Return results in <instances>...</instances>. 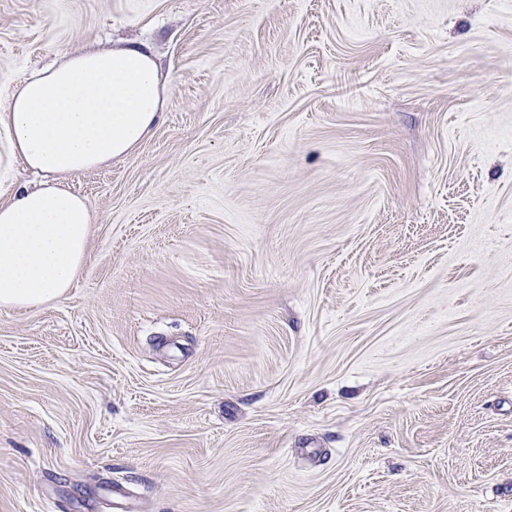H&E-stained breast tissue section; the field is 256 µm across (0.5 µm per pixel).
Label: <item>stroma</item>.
Instances as JSON below:
<instances>
[{"mask_svg": "<svg viewBox=\"0 0 512 512\" xmlns=\"http://www.w3.org/2000/svg\"><path fill=\"white\" fill-rule=\"evenodd\" d=\"M141 40L161 122L0 307V512H512V0H0V108Z\"/></svg>", "mask_w": 512, "mask_h": 512, "instance_id": "stroma-1", "label": "stroma"}]
</instances>
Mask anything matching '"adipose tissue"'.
<instances>
[{"mask_svg": "<svg viewBox=\"0 0 512 512\" xmlns=\"http://www.w3.org/2000/svg\"><path fill=\"white\" fill-rule=\"evenodd\" d=\"M166 101L145 43L64 53L14 87L0 128L10 134L12 155L43 180L0 202V306L63 297L87 256L94 222L70 178L134 153L160 122Z\"/></svg>", "mask_w": 512, "mask_h": 512, "instance_id": "ef3b65f1", "label": "adipose tissue"}]
</instances>
